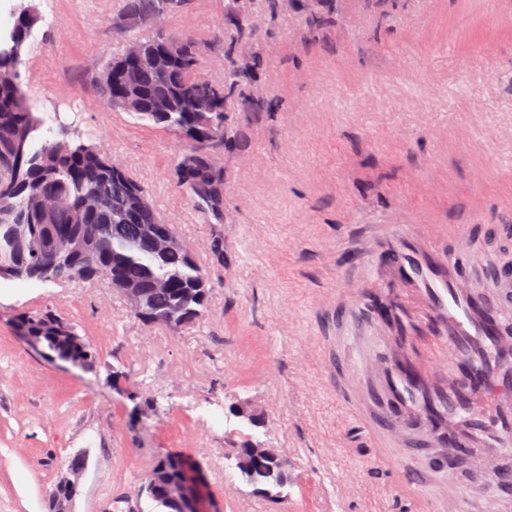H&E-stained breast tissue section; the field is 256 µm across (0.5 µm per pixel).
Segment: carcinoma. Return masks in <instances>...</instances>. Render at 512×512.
Masks as SVG:
<instances>
[{
  "label": "carcinoma",
  "mask_w": 512,
  "mask_h": 512,
  "mask_svg": "<svg viewBox=\"0 0 512 512\" xmlns=\"http://www.w3.org/2000/svg\"><path fill=\"white\" fill-rule=\"evenodd\" d=\"M176 0H127L125 10L149 17L162 3ZM231 15L239 29L237 59L216 86L205 78L197 41L185 37L187 55L163 74L145 64L122 67L117 80L107 84V66L100 76L102 102L112 106V96L126 93L130 103L122 110L158 128L173 131L189 141L197 159L178 163L179 183L192 194L197 206L214 213L224 198V171L206 164L209 151L229 142L224 99L242 86L257 64L252 42L257 15L252 0H232ZM38 16L23 4L13 27L0 32V183L11 191L0 195V270L4 278L37 279L42 262L41 244L48 237L63 243L48 282L140 283L145 289L144 323L180 327L194 322L207 307L206 274L188 246L161 253L157 240L176 236L174 228L157 213L137 212L136 194L145 188L127 171L112 174V155L104 147L65 139L35 145L41 120L32 112L23 89L22 53ZM241 111L270 112L264 93H240ZM209 129L202 145L192 144L193 133ZM20 328L37 337L43 349L86 368L93 363L90 345L75 327L51 310L22 315ZM186 459L166 455L155 460L146 478L148 498L157 512H188L168 493L182 475ZM255 491L270 493L288 485L290 469L280 460L262 459L243 467L233 463Z\"/></svg>",
  "instance_id": "obj_1"
}]
</instances>
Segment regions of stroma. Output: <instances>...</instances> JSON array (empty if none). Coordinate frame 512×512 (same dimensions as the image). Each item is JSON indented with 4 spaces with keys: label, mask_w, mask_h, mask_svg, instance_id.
<instances>
[{
    "label": "stroma",
    "mask_w": 512,
    "mask_h": 512,
    "mask_svg": "<svg viewBox=\"0 0 512 512\" xmlns=\"http://www.w3.org/2000/svg\"><path fill=\"white\" fill-rule=\"evenodd\" d=\"M225 0H178L170 32L194 35L203 74L223 85L238 38ZM43 16L23 54L22 80L59 139L74 122L145 185L165 223L207 274L209 304L193 323L149 326L98 283L0 278V512H49L74 457L84 460L66 512H151L153 461L178 453L202 474L222 512H420L424 499H494L512 488L428 468L422 429L379 416L377 367L388 334L353 289L387 284L401 239L448 251V227L474 224L484 267L512 261V0H325L310 28L289 0L254 33L256 84L273 112L226 96L234 143L212 154L229 189L214 214L178 184L187 149L176 135L104 108L100 73L117 44L147 35L122 26L125 0H34ZM491 167L481 184L473 170ZM433 187L420 191L423 177ZM51 309L94 349L84 369L52 360L17 332ZM358 401L350 408L343 391ZM241 402L261 419L249 425ZM240 432L285 454L292 482L254 492L225 472L224 437ZM402 434V448L384 441Z\"/></svg>",
    "instance_id": "1"
}]
</instances>
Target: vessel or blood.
Segmentation results:
<instances>
[{"instance_id":"1","label":"vessel or blood","mask_w":512,"mask_h":512,"mask_svg":"<svg viewBox=\"0 0 512 512\" xmlns=\"http://www.w3.org/2000/svg\"><path fill=\"white\" fill-rule=\"evenodd\" d=\"M474 227H448V256L439 258L420 244L397 245L390 257L396 278L418 295L425 313L404 312L388 293L369 303L372 320L391 319L398 344L416 336L440 337L446 346L448 380L433 384L426 368L396 358L389 362L380 395L386 419L420 415L436 461L452 469L466 457L473 483L512 482L506 464L512 450V318L501 305L503 291L489 298L467 288L471 267L483 257L473 248Z\"/></svg>"}]
</instances>
